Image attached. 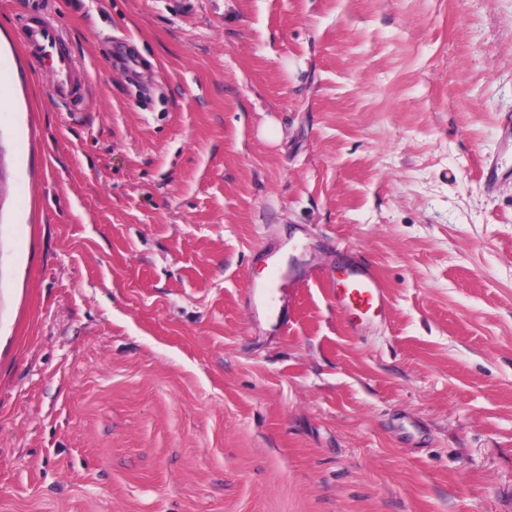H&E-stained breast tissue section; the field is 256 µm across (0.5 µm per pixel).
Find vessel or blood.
<instances>
[{"label": "vessel or blood", "mask_w": 512, "mask_h": 512, "mask_svg": "<svg viewBox=\"0 0 512 512\" xmlns=\"http://www.w3.org/2000/svg\"><path fill=\"white\" fill-rule=\"evenodd\" d=\"M22 31L26 55L38 69L53 78L55 101L69 111L79 110L88 79L71 52L62 28L50 17L37 15L23 20ZM338 267L343 271L339 280L314 273L304 281L294 274L277 271L272 282L280 288H301L309 281L319 283L326 288L337 309L349 317L388 312L390 296L372 264L353 256L340 261Z\"/></svg>", "instance_id": "vessel-or-blood-1"}]
</instances>
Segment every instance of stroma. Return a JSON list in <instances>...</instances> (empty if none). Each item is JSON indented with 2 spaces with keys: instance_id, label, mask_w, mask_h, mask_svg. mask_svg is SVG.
<instances>
[{
  "instance_id": "35a3bbf8",
  "label": "stroma",
  "mask_w": 512,
  "mask_h": 512,
  "mask_svg": "<svg viewBox=\"0 0 512 512\" xmlns=\"http://www.w3.org/2000/svg\"><path fill=\"white\" fill-rule=\"evenodd\" d=\"M0 75V512H512V0H0ZM343 250L387 316L270 307ZM23 47L39 70L53 77V97L70 112L80 110L88 83L84 69L71 52L62 28L45 15L26 17L22 22Z\"/></svg>"
}]
</instances>
